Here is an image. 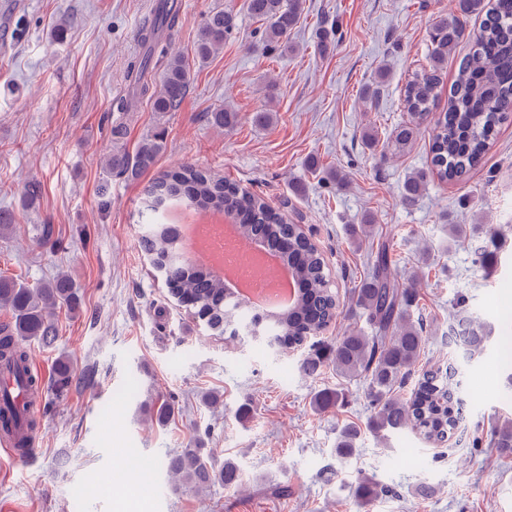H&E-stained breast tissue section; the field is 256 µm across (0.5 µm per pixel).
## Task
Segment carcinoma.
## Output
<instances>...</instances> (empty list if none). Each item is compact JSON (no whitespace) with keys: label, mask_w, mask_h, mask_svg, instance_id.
<instances>
[{"label":"carcinoma","mask_w":512,"mask_h":512,"mask_svg":"<svg viewBox=\"0 0 512 512\" xmlns=\"http://www.w3.org/2000/svg\"><path fill=\"white\" fill-rule=\"evenodd\" d=\"M249 15L261 22L259 45L264 49H288V31L301 16V0H245ZM457 15L443 17L434 25L429 63L414 74L404 90L409 119L399 124L387 141V148L403 154L411 148L419 125L432 115V107L442 83L448 56L465 37V20L483 16L482 26L466 54L448 91V107L434 116L435 134L431 144V165L408 176L404 196L415 200L428 178L459 181L483 159L492 126L512 113V0H457ZM238 29V15L231 10L212 9L200 29L193 58L170 56L161 83L150 96L152 110L172 112L184 100L194 66L206 62L224 47V40ZM219 128L238 122V114L221 108L210 115ZM163 148L159 133L144 138L130 152L115 148L104 158L107 170L136 177L150 169ZM143 210L153 215L164 213L174 204L202 212L230 211L241 215V233L260 237L280 247L288 244L286 260L301 285L296 304L278 317L274 330L290 346L303 341L316 329L327 328L338 315L339 301L331 289L323 255L315 242L298 224L288 223L263 197L246 191L222 176L181 165L158 176L146 189ZM450 238L474 233L490 239L499 236L493 224L449 225ZM141 247L154 263L165 268L166 285L172 296L187 297L195 316L212 330L224 332L225 321L240 319L248 311L242 304L225 306L224 282L206 270L173 261L180 250L176 236L167 224H152L142 236ZM372 275L353 289L355 306L365 315L372 334L348 329L331 343L309 350L301 368L316 376L331 363L336 372L367 385V397L374 409L369 420L379 438L385 433L409 430L424 441L445 445L454 435L457 423L455 394L460 382L450 367L432 366L422 372L411 395L401 398L411 370L424 353L428 337L423 324L413 323L407 308L413 300L410 288H401L391 278L389 247L382 245L370 254ZM80 299L69 277L64 274L31 288L10 277L0 276V309L11 314L12 324L0 328V367L12 378L16 389L34 393L38 380L28 369L27 343L51 345L58 336L55 310L79 309ZM491 331L470 317L459 320L457 337L470 355L485 351ZM74 382L69 360L56 362L52 388L56 395L67 392ZM342 398L337 391L315 394L313 407L323 411ZM29 422L28 405L15 400L13 392L0 389V430L16 433ZM490 442L502 456H512V423L494 422L489 429ZM168 469L178 482L197 493H205L219 483L226 487L238 481V469L227 461L214 470L203 449L182 448L168 461Z\"/></svg>","instance_id":"1"}]
</instances>
